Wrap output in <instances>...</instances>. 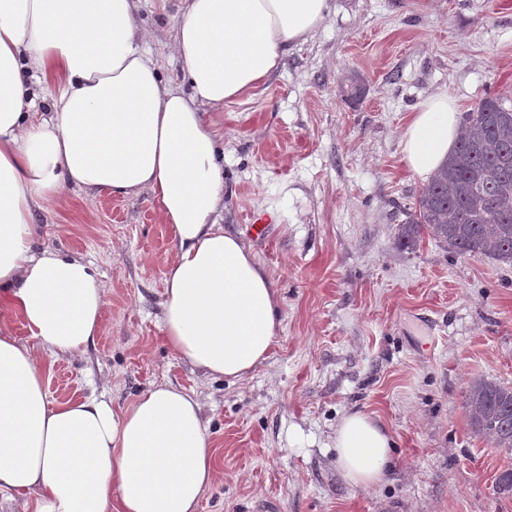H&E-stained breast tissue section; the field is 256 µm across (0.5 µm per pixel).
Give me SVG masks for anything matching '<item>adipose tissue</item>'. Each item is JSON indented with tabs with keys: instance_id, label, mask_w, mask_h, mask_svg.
<instances>
[{
	"instance_id": "1",
	"label": "adipose tissue",
	"mask_w": 512,
	"mask_h": 512,
	"mask_svg": "<svg viewBox=\"0 0 512 512\" xmlns=\"http://www.w3.org/2000/svg\"><path fill=\"white\" fill-rule=\"evenodd\" d=\"M328 10L329 0H184L175 85L144 50L135 0H0V497L15 512H197L217 472L193 393L157 383L119 409L102 395L52 401L44 359L94 343L108 290L92 263L39 235L33 215L70 184L155 198L174 243L165 341L204 377L244 378L282 317L264 267L217 222L224 150L203 111L257 90ZM36 80L53 88L50 114L34 110ZM458 133L450 97L423 101L401 135L406 169L430 179ZM17 319L35 345L14 336ZM393 446L355 411L336 428V465L369 487Z\"/></svg>"
}]
</instances>
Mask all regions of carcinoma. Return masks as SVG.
<instances>
[{
  "mask_svg": "<svg viewBox=\"0 0 512 512\" xmlns=\"http://www.w3.org/2000/svg\"><path fill=\"white\" fill-rule=\"evenodd\" d=\"M403 245L422 233L456 256L493 258L512 265V100L486 94L462 117L446 164L405 211ZM465 407L472 433L512 451V386L475 379Z\"/></svg>",
  "mask_w": 512,
  "mask_h": 512,
  "instance_id": "cac0c4a2",
  "label": "carcinoma"
}]
</instances>
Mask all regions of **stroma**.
Listing matches in <instances>:
<instances>
[{
  "mask_svg": "<svg viewBox=\"0 0 512 512\" xmlns=\"http://www.w3.org/2000/svg\"><path fill=\"white\" fill-rule=\"evenodd\" d=\"M136 5L146 51L180 82L182 0ZM488 92L512 96V0H330L314 36L215 115L219 221L278 291L269 358L233 384L182 361L160 321L173 241L158 202L68 188L35 221L110 294L95 343L47 362L52 400L94 393L123 408L155 383L193 392L219 473L198 512H512L495 487L512 452L474 436L465 409L473 379L512 386V266L429 236L404 248L394 218L425 186L401 161L410 113L438 94L465 113ZM262 210L278 222L259 240L248 217ZM354 411L396 442L370 487L336 467V426Z\"/></svg>",
  "mask_w": 512,
  "mask_h": 512,
  "instance_id": "stroma-1",
  "label": "stroma"
}]
</instances>
